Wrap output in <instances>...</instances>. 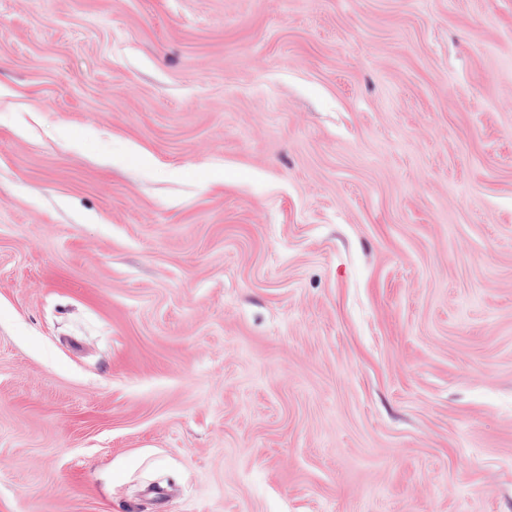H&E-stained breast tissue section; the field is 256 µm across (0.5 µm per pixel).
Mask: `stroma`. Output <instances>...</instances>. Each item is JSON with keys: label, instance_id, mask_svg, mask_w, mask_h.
Here are the masks:
<instances>
[{"label": "stroma", "instance_id": "35a3bbf8", "mask_svg": "<svg viewBox=\"0 0 512 512\" xmlns=\"http://www.w3.org/2000/svg\"><path fill=\"white\" fill-rule=\"evenodd\" d=\"M0 512H512V0H0Z\"/></svg>", "mask_w": 512, "mask_h": 512}]
</instances>
